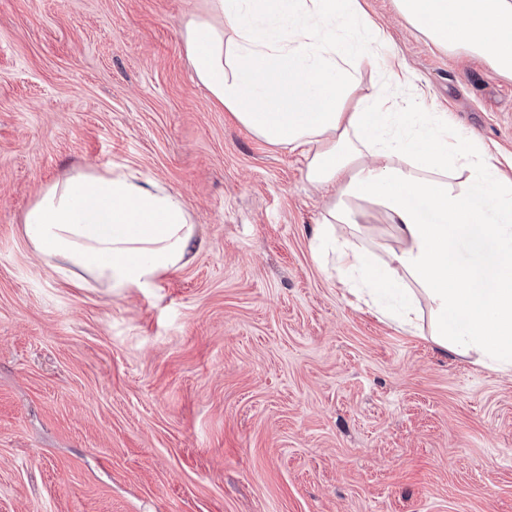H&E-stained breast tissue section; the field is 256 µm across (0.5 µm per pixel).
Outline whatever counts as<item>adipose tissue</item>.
Masks as SVG:
<instances>
[{"label":"adipose tissue","instance_id":"ef3b65f1","mask_svg":"<svg viewBox=\"0 0 512 512\" xmlns=\"http://www.w3.org/2000/svg\"><path fill=\"white\" fill-rule=\"evenodd\" d=\"M181 38L198 81L255 136L304 159L324 191L312 251L380 320L512 373V177L476 133L437 111L362 0H206ZM435 47L512 76V0H393ZM395 248L373 264L368 209ZM34 252L63 280L147 293L183 268L196 237L184 197L111 166L48 186L23 217ZM481 260L455 258L459 239Z\"/></svg>","mask_w":512,"mask_h":512}]
</instances>
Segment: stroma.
<instances>
[{"label": "stroma", "instance_id": "stroma-1", "mask_svg": "<svg viewBox=\"0 0 512 512\" xmlns=\"http://www.w3.org/2000/svg\"><path fill=\"white\" fill-rule=\"evenodd\" d=\"M439 111L512 156V77L364 0ZM203 0H0V512H512V376L356 306L310 243L304 161L215 104ZM123 164L181 193L158 288L67 283L45 187Z\"/></svg>", "mask_w": 512, "mask_h": 512}]
</instances>
